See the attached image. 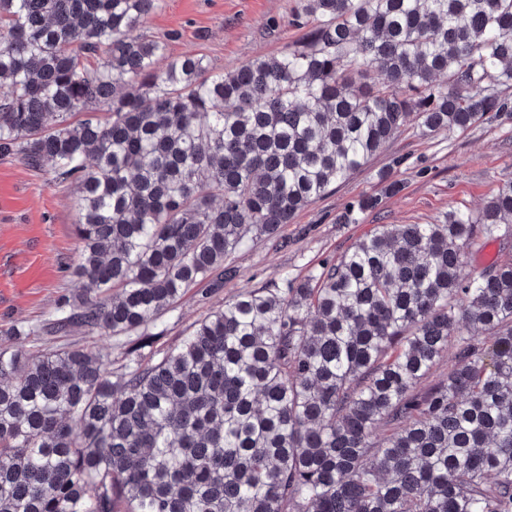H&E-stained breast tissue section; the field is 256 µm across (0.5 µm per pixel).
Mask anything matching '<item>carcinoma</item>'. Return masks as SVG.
I'll use <instances>...</instances> for the list:
<instances>
[{
    "instance_id": "1",
    "label": "carcinoma",
    "mask_w": 512,
    "mask_h": 512,
    "mask_svg": "<svg viewBox=\"0 0 512 512\" xmlns=\"http://www.w3.org/2000/svg\"><path fill=\"white\" fill-rule=\"evenodd\" d=\"M156 4L0 0V158L76 187L85 288L5 335L136 337L118 373L0 348V512H512V258L462 259L512 241V179L154 331L408 123L511 113L512 0H300V38L219 74L136 35ZM491 246L494 252V258L490 262H484L480 259V254L482 251L488 247ZM503 245L500 244L497 241H489L482 245H476V246H469L468 248L464 249V255L463 260L466 263V269L471 272H479L489 264L499 261L500 259L509 256L511 254L512 256V247L502 249Z\"/></svg>"
}]
</instances>
